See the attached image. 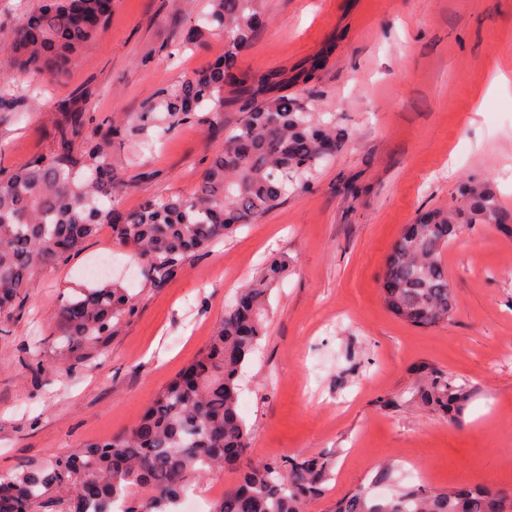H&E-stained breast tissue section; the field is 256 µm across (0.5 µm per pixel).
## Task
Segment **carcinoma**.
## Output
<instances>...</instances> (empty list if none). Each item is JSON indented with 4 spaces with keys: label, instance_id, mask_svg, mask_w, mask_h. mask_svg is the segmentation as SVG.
I'll use <instances>...</instances> for the list:
<instances>
[{
    "label": "carcinoma",
    "instance_id": "carcinoma-1",
    "mask_svg": "<svg viewBox=\"0 0 512 512\" xmlns=\"http://www.w3.org/2000/svg\"><path fill=\"white\" fill-rule=\"evenodd\" d=\"M112 0H42L24 13L10 46L18 70L62 77L83 48L104 32ZM263 0H205L201 19L229 44L208 67L159 91L144 107L164 113L169 126L214 115L224 104L246 99L239 123L224 136L199 185L188 194L152 199L133 210L121 207L108 148L126 137L110 120L93 122L77 97L56 101L50 155H34L17 167L0 165V317L21 306L39 271L79 253L101 224L142 260L150 281H165L185 258L238 224L260 221L283 201L288 184L306 185L344 145L345 135L308 111L302 98L276 92L278 82L238 67V56L262 21ZM34 102L0 90V113ZM461 204L436 212L401 233L382 272L387 307L403 321L428 328L448 321L455 307L442 256L472 224H511L496 195L469 185ZM288 270L279 259L244 288L225 312L200 356L152 399L131 428L89 442L67 456L25 466L0 477V512H177L190 479L238 464L235 484L210 512H305L323 492L331 472L324 456L282 455L254 461L250 430L238 411L239 382L250 354L264 336L271 289ZM127 289L118 283L65 297L57 317L64 347L78 352L112 331L131 313ZM461 389L433 376L422 400L447 413ZM335 512H512V494L480 488L405 491L386 498L355 490Z\"/></svg>",
    "mask_w": 512,
    "mask_h": 512
}]
</instances>
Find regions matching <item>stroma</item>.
Segmentation results:
<instances>
[{
    "mask_svg": "<svg viewBox=\"0 0 512 512\" xmlns=\"http://www.w3.org/2000/svg\"><path fill=\"white\" fill-rule=\"evenodd\" d=\"M39 0H0V77L39 86L40 108L0 115V162L48 154L49 106L88 91V111L128 129L113 143L120 203L134 209L199 183L221 142L207 120L174 129L142 104L224 52L204 33L178 52L174 32L203 0H112L103 35L59 80L15 69L7 50ZM240 54L282 93L347 133L344 147L258 223L244 224L151 283L101 225L83 250L39 272L19 312L0 321V476L70 454L137 422L206 347L242 288L288 258L267 334L244 366L239 412L250 455L330 456L308 512H334L354 489L461 486L512 491V224L464 230L444 264L451 319L417 328L385 305L381 274L420 215L448 210L467 183L512 211V0H264ZM108 259L134 310L94 345L63 349L62 297L101 285ZM461 386L449 413L420 399L432 375Z\"/></svg>",
    "mask_w": 512,
    "mask_h": 512,
    "instance_id": "obj_1",
    "label": "stroma"
}]
</instances>
